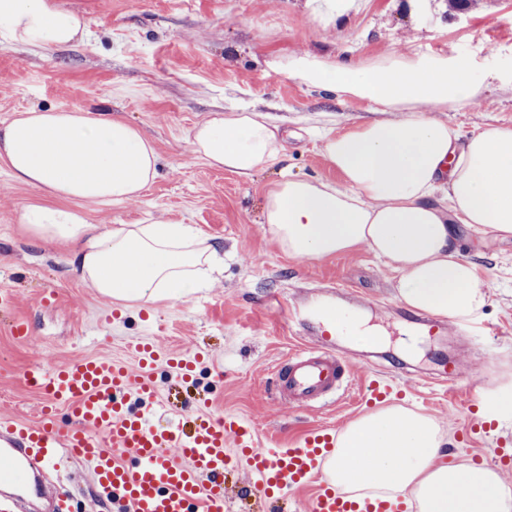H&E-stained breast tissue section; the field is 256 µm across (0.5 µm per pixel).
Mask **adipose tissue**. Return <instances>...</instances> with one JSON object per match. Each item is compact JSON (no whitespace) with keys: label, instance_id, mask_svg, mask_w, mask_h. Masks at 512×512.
<instances>
[{"label":"adipose tissue","instance_id":"adipose-tissue-1","mask_svg":"<svg viewBox=\"0 0 512 512\" xmlns=\"http://www.w3.org/2000/svg\"><path fill=\"white\" fill-rule=\"evenodd\" d=\"M89 22L56 0H0V40L43 50L73 45ZM300 84L363 101L384 120L322 137L340 182L281 173L263 197L262 228L289 257L306 260L366 245L398 275L403 306L457 322L491 300L477 265L457 251L454 224L512 238V126L469 137L442 113L478 104L489 76L445 52H392L357 62L311 55L271 58ZM194 158L249 177L274 165L287 138L266 115L214 114L187 135ZM0 159L21 183L47 195L112 204L139 198L158 156L140 131L107 112L31 110L0 123ZM20 224L62 244L79 280L121 305L149 310L208 287L224 271L214 246L191 224L89 223L82 210L26 205ZM437 422L401 405L371 411L339 434L324 475L353 498H411L417 512H512L497 470L446 461Z\"/></svg>","mask_w":512,"mask_h":512}]
</instances>
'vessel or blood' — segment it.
<instances>
[{"label":"vessel or blood","instance_id":"obj_1","mask_svg":"<svg viewBox=\"0 0 512 512\" xmlns=\"http://www.w3.org/2000/svg\"><path fill=\"white\" fill-rule=\"evenodd\" d=\"M295 323L298 345L275 366V396L304 410L335 403L352 385L354 364L336 346L344 321L328 316L309 323L300 305L282 306ZM139 373L121 363L77 359L64 366L36 363L26 374L46 404L38 423L0 421V481L47 496L45 468L61 456L88 465L100 504L117 512H226L224 473H249L251 490L263 503L276 504L294 492L313 488L307 512H407L402 500L349 499L329 484L323 463L335 446L336 431L310 430L287 448L257 447L245 422L207 413L177 425L153 422L158 390L151 369L166 354L146 339L130 341ZM400 391L385 372H372L363 402L390 399ZM66 408L75 424L56 428L57 408Z\"/></svg>","mask_w":512,"mask_h":512}]
</instances>
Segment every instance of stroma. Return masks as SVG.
<instances>
[{"mask_svg": "<svg viewBox=\"0 0 512 512\" xmlns=\"http://www.w3.org/2000/svg\"><path fill=\"white\" fill-rule=\"evenodd\" d=\"M86 16L83 44L42 50L0 43V122L30 109L93 110L137 126L160 157L158 176L139 198L115 204L82 203L89 223L144 224L166 220L198 225L224 253L221 282L184 301H162L152 311L119 309L75 278L61 245H42L22 230L21 209L37 190L15 181L0 161V290L14 293L12 309H0V418L37 421L41 390L23 375L37 360L66 364L98 358L138 369L127 342L146 337L163 349L196 357V390L207 393L214 416L233 413L251 425L261 448H280L320 426L344 428L364 415L355 393L333 406L302 411L272 395L273 368L296 341L280 309L264 299L279 294L314 306L319 292L342 283L369 301L364 312L385 327L389 341L341 336L345 348L375 347L368 358L410 364L399 405L428 415L448 435V460L497 469L512 491V423L488 419L485 399L512 383V239L500 240L458 225L460 254L492 283L481 319L497 328L483 344L456 334L421 336L418 351L402 353L397 341L408 329L394 295L396 274L366 246L315 260L284 254L261 226V203L281 171L340 182L320 148L323 132L342 133L379 119L371 105L339 100L271 71L274 56L311 53L358 61L390 52H451L483 71L512 74V0H476L455 11L448 0L409 9L407 0H354L337 21L316 15L307 0H58ZM265 113L288 133L278 164L242 179L195 159L188 131L217 112ZM461 137L488 124L512 126V87L493 82L486 102L451 113ZM26 317L28 337L12 335L15 316ZM458 359L465 375L439 386L419 380L440 359ZM153 374L156 410L166 417L196 412L191 393L166 365ZM66 495L69 512H87L91 479L80 461L48 471Z\"/></svg>", "mask_w": 512, "mask_h": 512, "instance_id": "obj_1", "label": "stroma"}]
</instances>
